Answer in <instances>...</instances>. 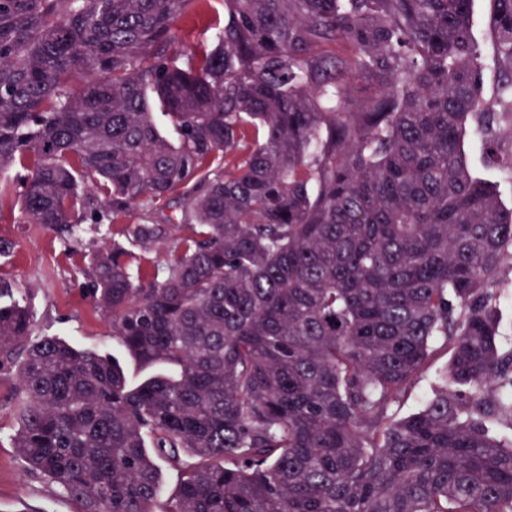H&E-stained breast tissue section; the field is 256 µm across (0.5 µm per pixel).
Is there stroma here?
<instances>
[{
  "mask_svg": "<svg viewBox=\"0 0 512 512\" xmlns=\"http://www.w3.org/2000/svg\"><path fill=\"white\" fill-rule=\"evenodd\" d=\"M492 0H472L474 40L484 70L486 103L499 105L497 44L492 29ZM482 129L469 123L463 149L473 176L495 182L506 207H512V177L504 163L512 143L501 142L496 155H487ZM0 239L13 242L9 258H0V277L11 286L10 296L24 300L32 311L37 331L82 347L110 353L122 364L131 383L150 371L128 356L112 340L109 324L95 311L79 269L83 258L113 234L85 225L77 242L64 245L54 235L23 221L19 196L0 204ZM16 384L12 374H0V512H78V504L46 479L28 470L17 456L11 437L17 427L8 398Z\"/></svg>",
  "mask_w": 512,
  "mask_h": 512,
  "instance_id": "1",
  "label": "stroma"
}]
</instances>
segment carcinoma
Masks as SVG:
<instances>
[{"mask_svg": "<svg viewBox=\"0 0 512 512\" xmlns=\"http://www.w3.org/2000/svg\"><path fill=\"white\" fill-rule=\"evenodd\" d=\"M220 2L215 46L184 54L175 22L212 0H0V170L67 246L139 213L138 250L81 272L117 344L167 367L132 386L0 304L14 448L79 512H512V436L490 427L512 424L491 289L512 208L462 147L468 119L489 151L512 122L483 101L471 0ZM356 74L381 91L348 112ZM438 337L436 388L395 417ZM158 459L181 473L163 508Z\"/></svg>", "mask_w": 512, "mask_h": 512, "instance_id": "obj_1", "label": "carcinoma"}]
</instances>
